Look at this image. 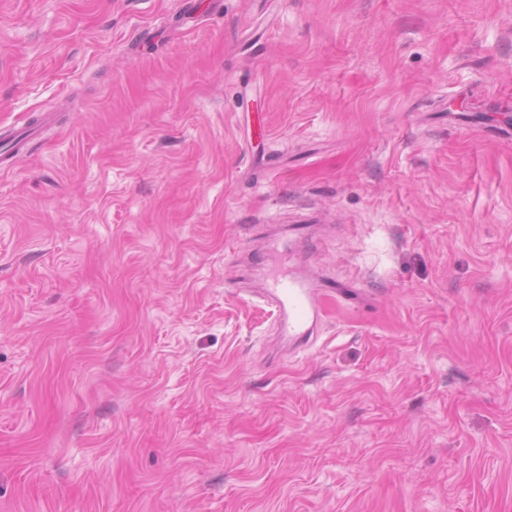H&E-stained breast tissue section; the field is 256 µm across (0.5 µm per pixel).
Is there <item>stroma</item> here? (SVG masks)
<instances>
[{"label": "stroma", "mask_w": 512, "mask_h": 512, "mask_svg": "<svg viewBox=\"0 0 512 512\" xmlns=\"http://www.w3.org/2000/svg\"><path fill=\"white\" fill-rule=\"evenodd\" d=\"M509 124L512 0H0V512H512ZM323 288L316 275L294 276L286 271L272 277L261 297L273 304L280 333L307 343L321 320Z\"/></svg>", "instance_id": "stroma-1"}]
</instances>
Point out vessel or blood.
<instances>
[{
	"instance_id": "1",
	"label": "vessel or blood",
	"mask_w": 512,
	"mask_h": 512,
	"mask_svg": "<svg viewBox=\"0 0 512 512\" xmlns=\"http://www.w3.org/2000/svg\"><path fill=\"white\" fill-rule=\"evenodd\" d=\"M323 284L313 274L296 276L282 272L263 289L277 313L279 331L297 342H308L321 320Z\"/></svg>"
}]
</instances>
